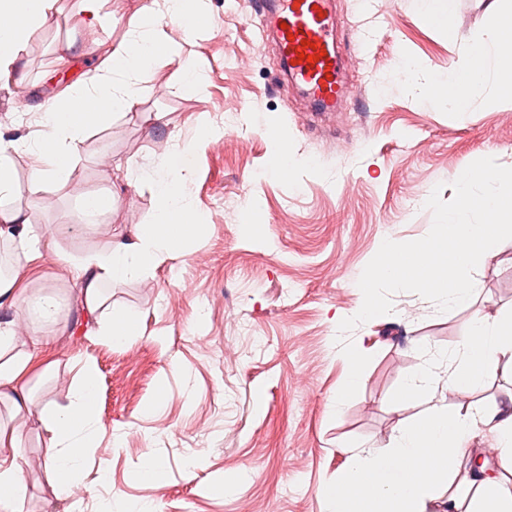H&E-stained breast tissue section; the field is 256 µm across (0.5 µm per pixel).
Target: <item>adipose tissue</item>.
I'll list each match as a JSON object with an SVG mask.
<instances>
[{
    "label": "adipose tissue",
    "instance_id": "ef3b65f1",
    "mask_svg": "<svg viewBox=\"0 0 512 512\" xmlns=\"http://www.w3.org/2000/svg\"><path fill=\"white\" fill-rule=\"evenodd\" d=\"M56 0H0V79L10 77L28 42L48 20ZM512 40V12L499 16L480 45L448 65L445 77L423 88L424 94L465 111L481 96L489 79H496L503 96L512 98V59L497 55L500 43ZM154 61V47L144 38H131L111 48L96 86L78 88L44 110L39 134L31 140H7L0 136V237L17 241V258L29 261L35 250L29 237L28 208L15 204L18 183L13 155L23 151L32 158L31 194L47 184H64L71 173L87 129L113 114L133 112L138 103L131 77ZM121 72L126 83L112 81ZM470 73L460 82V73ZM193 149L184 147L156 166L142 171L161 207L152 223L139 225L134 240L116 241L101 253L71 263L66 278L79 290L86 315H102V334L115 345L135 333L136 320L113 310L105 285L141 276L164 258L184 254L201 226L195 211L183 202L181 187L192 169ZM13 321H0V403L14 415L29 411L31 393L25 380L28 360L12 354ZM512 366V316L489 322L475 320L461 344L455 364L436 372L421 368L410 383L415 392L443 385L466 384L479 388L486 375ZM99 396L97 374L85 366L83 380L73 401L64 408L44 406L39 418L49 433L45 450L46 478L56 499L69 498L82 474L84 457L95 436L94 413ZM495 430L512 447V410L488 407L479 411L458 409L447 416H426L402 425L388 454L356 455L336 480V512H418L424 501H438L443 512H459L456 494H443L453 480V462L464 454L479 426ZM17 432L0 427V512H22L17 473ZM479 492L470 512H512V486L502 478L478 479Z\"/></svg>",
    "mask_w": 512,
    "mask_h": 512
}]
</instances>
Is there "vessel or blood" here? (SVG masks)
Returning a JSON list of instances; mask_svg holds the SVG:
<instances>
[{
	"label": "vessel or blood",
	"mask_w": 512,
	"mask_h": 512,
	"mask_svg": "<svg viewBox=\"0 0 512 512\" xmlns=\"http://www.w3.org/2000/svg\"><path fill=\"white\" fill-rule=\"evenodd\" d=\"M255 10L284 74L303 90L311 109L328 116L341 111L347 90L339 77L341 58L331 0H257ZM306 40L322 50L319 61L300 59Z\"/></svg>",
	"instance_id": "vessel-or-blood-1"
}]
</instances>
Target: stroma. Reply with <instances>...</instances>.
I'll use <instances>...</instances> for the list:
<instances>
[{
	"instance_id": "obj_1",
	"label": "stroma",
	"mask_w": 512,
	"mask_h": 512,
	"mask_svg": "<svg viewBox=\"0 0 512 512\" xmlns=\"http://www.w3.org/2000/svg\"><path fill=\"white\" fill-rule=\"evenodd\" d=\"M150 3L102 0L101 48L88 54L80 0H56L16 64L20 81L0 85V130L31 137L34 104L94 85L105 50L142 33ZM190 5L201 15L193 31L166 19L158 35L191 56L200 83L184 85L158 55L134 82L136 113L90 128L68 182L38 196L24 190L29 156L14 157L17 201L31 208L33 234L55 242L18 268L16 286L51 291L60 304L55 325L22 303L10 311L17 351L33 328L51 339L27 369L34 414L17 456L24 512H103L110 503L130 512L144 503L156 512H334L326 488L353 456L384 453L403 422L512 399L508 372L476 390L405 393L419 368L444 370L475 319L512 309V239L477 266L467 306L441 313L400 292L393 313L354 329L350 340L372 360L357 395L341 405L348 367L335 342L340 321L362 306L357 281L386 236L429 232L434 187L450 200L457 174L482 157L512 167V100L496 84L464 112L423 101L419 89L478 46L512 0H455L443 24L426 17L420 0H336L339 50L354 67L347 106L331 120L284 84L251 0ZM406 61L418 66L417 83H406ZM278 137L295 163L268 178ZM188 145L194 163L184 194L202 230L186 254L108 286L113 308L137 319L135 335L113 345L82 314L62 265L150 223L159 204L136 177ZM100 190L115 191L114 209L88 217L81 199ZM88 363L99 382L98 437L78 489L58 500L45 480L48 434L36 412L68 405ZM148 458L161 468L158 481L134 477Z\"/></svg>"
}]
</instances>
